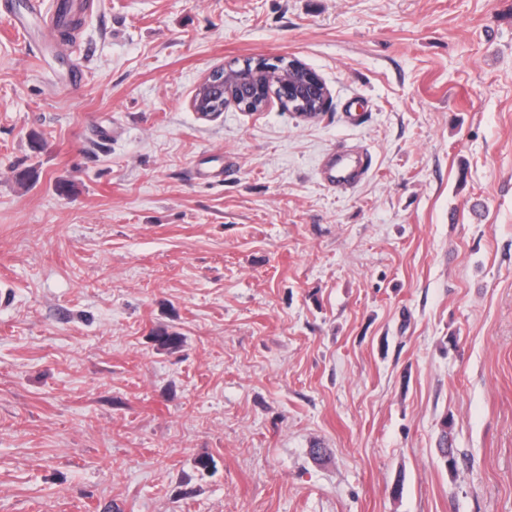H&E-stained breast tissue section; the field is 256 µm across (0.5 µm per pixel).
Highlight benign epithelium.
<instances>
[{
	"label": "benign epithelium",
	"instance_id": "obj_1",
	"mask_svg": "<svg viewBox=\"0 0 512 512\" xmlns=\"http://www.w3.org/2000/svg\"><path fill=\"white\" fill-rule=\"evenodd\" d=\"M280 94L287 105L295 102L310 108H323L329 99L328 88L315 70H306L297 64V59L276 57L269 61L265 58L254 65L243 66L242 70L227 74L211 72L198 88V106L204 111L211 110V104L220 106L232 104L253 107L261 104L266 109L269 101H261L268 87Z\"/></svg>",
	"mask_w": 512,
	"mask_h": 512
}]
</instances>
